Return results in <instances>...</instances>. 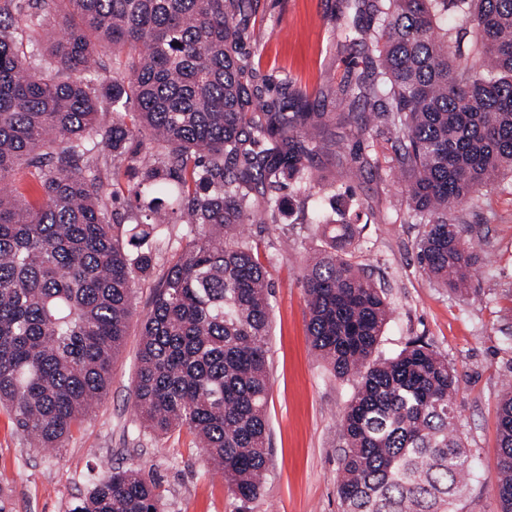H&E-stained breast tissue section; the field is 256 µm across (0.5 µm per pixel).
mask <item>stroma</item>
I'll list each match as a JSON object with an SVG mask.
<instances>
[{"instance_id":"35a3bbf8","label":"stroma","mask_w":512,"mask_h":512,"mask_svg":"<svg viewBox=\"0 0 512 512\" xmlns=\"http://www.w3.org/2000/svg\"><path fill=\"white\" fill-rule=\"evenodd\" d=\"M356 0H254L250 19L256 41L244 61L267 81L268 95L291 87L308 94L314 111H334L340 84L349 74L371 71L361 43L341 32L367 25ZM337 144L318 164L357 202L352 223L361 225L352 256L393 309L377 355L398 354L420 339L445 356L459 380L457 415L464 445L473 451L475 478L460 501L462 512H500L496 493L497 410L503 385L512 380V180L483 188L458 212L479 256L468 293L438 285L420 268L416 241L422 232L407 214L383 224L402 190L383 173L354 176L351 153L374 147L378 159L392 153L393 136L370 127L336 128ZM339 218L328 196L292 202L279 224H247L242 232L257 246L271 281V327L267 338L270 390L266 405L268 473L261 494L243 502L184 429L146 430L134 408L141 320L151 288L139 284L124 349L112 368L107 396L92 417L59 448H32L0 407V512H69L89 494L95 478L113 467L143 468L160 486L162 512H342L336 471L345 447L341 421L356 391L354 381L335 378L311 346L309 309L302 285L308 256L326 248L312 223L316 214Z\"/></svg>"}]
</instances>
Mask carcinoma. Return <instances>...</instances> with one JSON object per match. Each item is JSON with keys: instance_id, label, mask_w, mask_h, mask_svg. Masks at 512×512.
<instances>
[{"instance_id": "1", "label": "carcinoma", "mask_w": 512, "mask_h": 512, "mask_svg": "<svg viewBox=\"0 0 512 512\" xmlns=\"http://www.w3.org/2000/svg\"><path fill=\"white\" fill-rule=\"evenodd\" d=\"M252 0H33L0 3V405L36 448H59L112 383L135 286L153 285L137 353L135 409L151 431L186 428L249 502L267 465L271 304L266 266L240 236L276 224L281 195L333 193L316 159L323 120L395 135L385 174L423 232L417 260L462 290L476 261L456 208L512 174V0H366L358 40L369 77L343 87L347 111L308 95L264 100L245 79ZM453 6L470 55L439 21ZM62 22L44 67L27 61ZM112 60V75L104 58ZM29 170L26 188L16 185ZM174 227L160 264L145 246ZM327 248L303 286L313 348L355 392L342 419V512H458L471 454L456 435L458 384L420 340L375 358L389 316L383 291L351 261L356 224H324ZM496 490L512 512V389L499 404ZM69 512H161L139 468L96 479Z\"/></svg>"}]
</instances>
